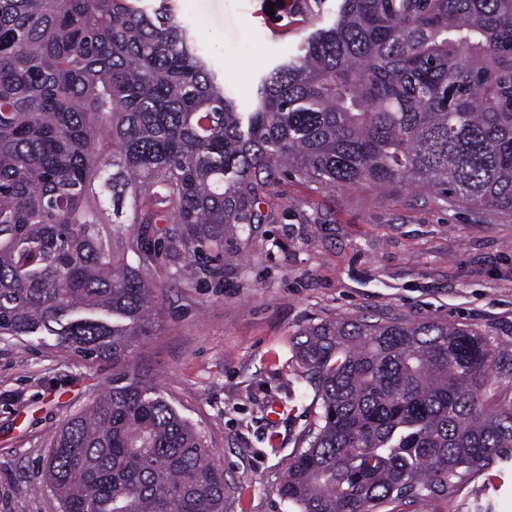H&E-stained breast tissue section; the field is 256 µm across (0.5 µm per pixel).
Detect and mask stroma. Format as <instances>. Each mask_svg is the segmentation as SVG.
I'll list each match as a JSON object with an SVG mask.
<instances>
[{
	"label": "stroma",
	"instance_id": "1",
	"mask_svg": "<svg viewBox=\"0 0 512 512\" xmlns=\"http://www.w3.org/2000/svg\"><path fill=\"white\" fill-rule=\"evenodd\" d=\"M337 0H173L240 111L261 74L333 18ZM209 275L160 274L161 315L130 355L224 468V512H296L279 488L320 422L295 349L336 318L462 324L512 363V212L481 211L405 184L329 189L297 175L260 187L254 220L224 229ZM112 365L36 333L0 337V512H60L43 458L64 422L112 385ZM512 512V470L465 474L454 494L392 512Z\"/></svg>",
	"mask_w": 512,
	"mask_h": 512
}]
</instances>
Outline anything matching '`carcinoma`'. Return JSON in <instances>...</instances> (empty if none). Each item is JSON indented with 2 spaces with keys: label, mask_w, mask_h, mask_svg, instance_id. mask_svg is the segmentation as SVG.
<instances>
[{
  "label": "carcinoma",
  "mask_w": 512,
  "mask_h": 512,
  "mask_svg": "<svg viewBox=\"0 0 512 512\" xmlns=\"http://www.w3.org/2000/svg\"><path fill=\"white\" fill-rule=\"evenodd\" d=\"M288 173L512 211V0H339L251 112L170 0H0V336L44 330L120 371L48 452L61 512H224L204 439L124 365L159 314L158 272L220 258L224 225L251 223ZM299 336L322 415L280 487L298 512L449 496L512 460L479 333L342 319Z\"/></svg>",
  "instance_id": "cac0c4a2"
}]
</instances>
